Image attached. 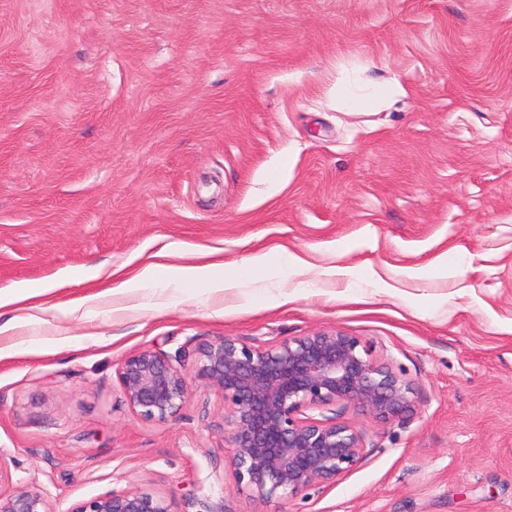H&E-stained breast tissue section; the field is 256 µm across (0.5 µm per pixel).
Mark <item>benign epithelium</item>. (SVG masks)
Wrapping results in <instances>:
<instances>
[{"label": "benign epithelium", "instance_id": "obj_1", "mask_svg": "<svg viewBox=\"0 0 512 512\" xmlns=\"http://www.w3.org/2000/svg\"><path fill=\"white\" fill-rule=\"evenodd\" d=\"M199 373L224 397V443L238 485L262 503L290 500L315 484H333L364 451L362 432L325 415L337 403L384 421L411 408L414 388L370 357L367 343L342 331L315 332L255 346L224 337L198 351ZM138 418L176 419L189 382L183 366L161 350L143 349L118 370ZM0 466V512H52L45 491L11 490ZM66 512H177L167 498L140 489L78 502Z\"/></svg>", "mask_w": 512, "mask_h": 512}]
</instances>
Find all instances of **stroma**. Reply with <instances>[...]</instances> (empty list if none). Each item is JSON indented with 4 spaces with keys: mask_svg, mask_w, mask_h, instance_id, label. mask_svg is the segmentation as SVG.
<instances>
[{
    "mask_svg": "<svg viewBox=\"0 0 512 512\" xmlns=\"http://www.w3.org/2000/svg\"><path fill=\"white\" fill-rule=\"evenodd\" d=\"M272 246L310 270L0 334L13 488L52 512L116 488L259 512L196 362L167 423L131 412L120 364L337 329L413 406H333L364 455L280 512H512V0H0V291L65 270L49 300L67 304L109 287L84 280L101 263Z\"/></svg>",
    "mask_w": 512,
    "mask_h": 512,
    "instance_id": "stroma-1",
    "label": "stroma"
}]
</instances>
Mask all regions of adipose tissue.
<instances>
[{"label": "adipose tissue", "instance_id": "obj_1", "mask_svg": "<svg viewBox=\"0 0 512 512\" xmlns=\"http://www.w3.org/2000/svg\"><path fill=\"white\" fill-rule=\"evenodd\" d=\"M288 260L296 267H306V260L295 254H287L283 247H275L250 258L246 265L225 267L223 261L211 260L209 253H199L196 262L187 264H149L130 276L119 275L116 278L118 288H136L152 282L158 273H166L169 280L180 287L192 288L205 284L210 293L219 294L237 287L241 281L257 275L265 269L279 265L281 260ZM70 282L67 274L54 277L45 287L16 288L9 295L0 294V334H6L31 322L32 310H44L43 296L65 287Z\"/></svg>", "mask_w": 512, "mask_h": 512}]
</instances>
